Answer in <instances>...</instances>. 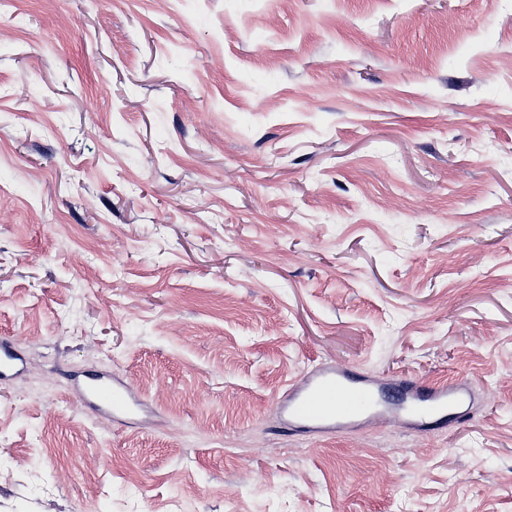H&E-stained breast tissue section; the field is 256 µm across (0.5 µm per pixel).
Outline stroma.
Here are the masks:
<instances>
[{"mask_svg": "<svg viewBox=\"0 0 512 512\" xmlns=\"http://www.w3.org/2000/svg\"><path fill=\"white\" fill-rule=\"evenodd\" d=\"M1 337L0 512H512V0H0ZM24 358L13 345L4 339L0 340V378H5L21 371ZM382 389L371 377H355L346 367L325 365L291 384L277 405L288 423L316 434L352 425L380 406L384 412L404 411L421 418L444 416L469 394L464 382L430 388L411 382L405 384L400 403L383 404ZM76 390L88 405L112 417H126L133 412L136 405L129 386L113 382L108 375L78 380Z\"/></svg>", "mask_w": 512, "mask_h": 512, "instance_id": "obj_1", "label": "stroma"}]
</instances>
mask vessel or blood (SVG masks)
Wrapping results in <instances>:
<instances>
[{"mask_svg": "<svg viewBox=\"0 0 512 512\" xmlns=\"http://www.w3.org/2000/svg\"><path fill=\"white\" fill-rule=\"evenodd\" d=\"M24 358L13 345L0 340V378L21 371ZM80 397L98 412L115 417L130 415L135 400L128 385L98 375L76 383ZM468 395L465 383L442 384L430 388L405 384L403 399L391 405V412H406L422 418L447 415ZM289 423L309 433H322L355 423L362 415L379 410L381 386L366 376H356L345 367L325 365L310 371L291 384L277 401Z\"/></svg>", "mask_w": 512, "mask_h": 512, "instance_id": "b4317fda", "label": "vessel or blood"}]
</instances>
